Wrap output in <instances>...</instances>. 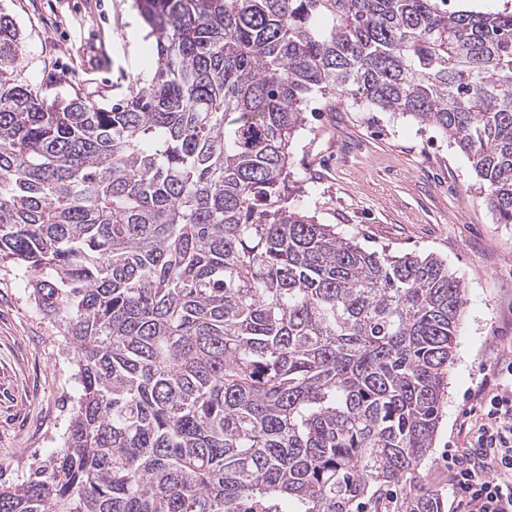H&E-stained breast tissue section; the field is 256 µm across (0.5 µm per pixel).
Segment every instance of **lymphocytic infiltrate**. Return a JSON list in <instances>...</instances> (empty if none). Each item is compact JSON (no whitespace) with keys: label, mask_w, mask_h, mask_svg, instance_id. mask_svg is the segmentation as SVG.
Returning a JSON list of instances; mask_svg holds the SVG:
<instances>
[{"label":"lymphocytic infiltrate","mask_w":512,"mask_h":512,"mask_svg":"<svg viewBox=\"0 0 512 512\" xmlns=\"http://www.w3.org/2000/svg\"><path fill=\"white\" fill-rule=\"evenodd\" d=\"M467 448L448 463L455 512H512V361L500 360Z\"/></svg>","instance_id":"lymphocytic-infiltrate-1"}]
</instances>
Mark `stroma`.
<instances>
[{
    "label": "stroma",
    "instance_id": "obj_1",
    "mask_svg": "<svg viewBox=\"0 0 512 512\" xmlns=\"http://www.w3.org/2000/svg\"><path fill=\"white\" fill-rule=\"evenodd\" d=\"M23 37L22 79L80 92L101 106L149 78L152 42L130 56L134 0H0ZM290 147L285 193L322 224L369 250L435 253L465 289L447 396L429 454L392 485L379 508L404 512L436 494L452 503L448 457L467 445L469 410L497 358L512 350V224L499 223L466 155L433 127L347 98L311 96ZM74 351L37 310L23 272L0 263V486L21 483L63 444L76 406Z\"/></svg>",
    "mask_w": 512,
    "mask_h": 512
}]
</instances>
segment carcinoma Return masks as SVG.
I'll return each mask as SVG.
<instances>
[{
  "label": "carcinoma",
  "instance_id": "1",
  "mask_svg": "<svg viewBox=\"0 0 512 512\" xmlns=\"http://www.w3.org/2000/svg\"><path fill=\"white\" fill-rule=\"evenodd\" d=\"M109 108L21 80L0 12V260L74 348L63 446L0 512H358L428 454L465 292L285 202L311 94L435 127L512 224V9L137 0ZM435 495L405 512H445Z\"/></svg>",
  "mask_w": 512,
  "mask_h": 512
}]
</instances>
